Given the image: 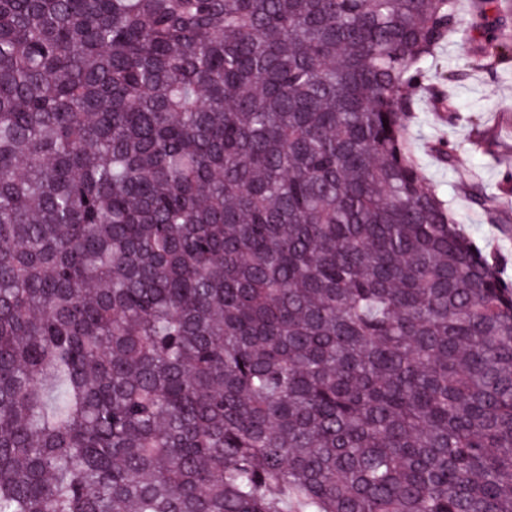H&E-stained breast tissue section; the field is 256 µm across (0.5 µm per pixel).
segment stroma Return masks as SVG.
I'll list each match as a JSON object with an SVG mask.
<instances>
[{
	"mask_svg": "<svg viewBox=\"0 0 512 512\" xmlns=\"http://www.w3.org/2000/svg\"><path fill=\"white\" fill-rule=\"evenodd\" d=\"M467 57L466 49L450 41L438 49L436 67L460 70L453 88L457 108L474 114L483 128L500 135L506 149L496 158L475 151L470 126L448 124L443 112L425 100L415 107L410 137L426 183L445 194L461 227L486 251L500 257L502 276L512 282V232H505L503 224L472 204L464 190L466 184L479 182L497 192L512 173V66L497 63L489 69L471 68ZM438 141L458 146L464 154L463 164L454 169L442 165L429 150Z\"/></svg>",
	"mask_w": 512,
	"mask_h": 512,
	"instance_id": "1",
	"label": "stroma"
}]
</instances>
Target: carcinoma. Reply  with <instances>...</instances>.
<instances>
[{"label":"carcinoma","instance_id":"carcinoma-1","mask_svg":"<svg viewBox=\"0 0 512 512\" xmlns=\"http://www.w3.org/2000/svg\"><path fill=\"white\" fill-rule=\"evenodd\" d=\"M451 35L512 0H0V512H512Z\"/></svg>","mask_w":512,"mask_h":512}]
</instances>
